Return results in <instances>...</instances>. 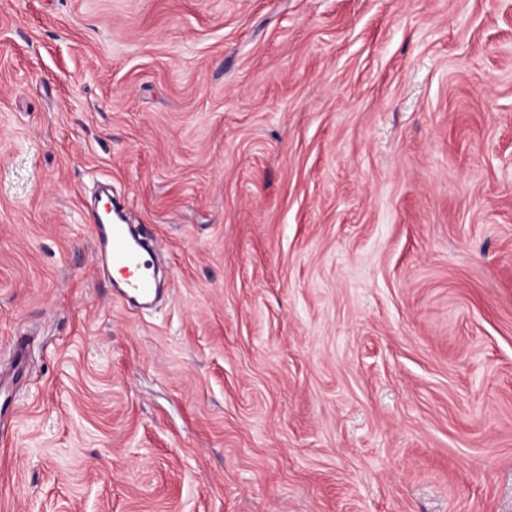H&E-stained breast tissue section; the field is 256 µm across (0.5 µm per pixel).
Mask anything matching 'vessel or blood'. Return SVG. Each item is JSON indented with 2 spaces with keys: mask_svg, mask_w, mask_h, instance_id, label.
<instances>
[{
  "mask_svg": "<svg viewBox=\"0 0 512 512\" xmlns=\"http://www.w3.org/2000/svg\"><path fill=\"white\" fill-rule=\"evenodd\" d=\"M114 223L92 224V236L100 260L107 269L120 272L113 283L114 293L135 309L149 308L158 294V270L152 250L138 234L123 224L120 205L110 204Z\"/></svg>",
  "mask_w": 512,
  "mask_h": 512,
  "instance_id": "b4317fda",
  "label": "vessel or blood"
}]
</instances>
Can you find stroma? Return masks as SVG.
Wrapping results in <instances>:
<instances>
[{
	"label": "stroma",
	"instance_id": "obj_1",
	"mask_svg": "<svg viewBox=\"0 0 512 512\" xmlns=\"http://www.w3.org/2000/svg\"><path fill=\"white\" fill-rule=\"evenodd\" d=\"M4 403L0 512H512V0H0ZM109 207L117 220L105 222ZM98 210L96 223L91 225L92 236L102 264L108 270H117L121 278L113 283L114 293L128 306L135 309L149 308L158 294V270L152 259V249L137 233L130 231L124 223V212L112 199Z\"/></svg>",
	"mask_w": 512,
	"mask_h": 512
}]
</instances>
